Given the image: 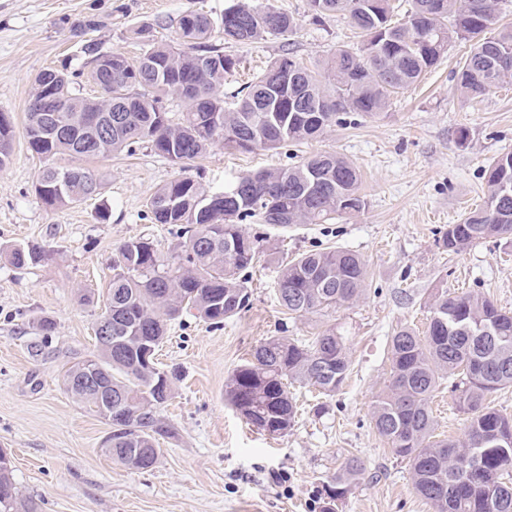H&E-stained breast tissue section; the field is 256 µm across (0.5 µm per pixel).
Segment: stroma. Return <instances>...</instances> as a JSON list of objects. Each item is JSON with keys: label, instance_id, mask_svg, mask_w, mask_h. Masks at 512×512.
Segmentation results:
<instances>
[{"label": "stroma", "instance_id": "35a3bbf8", "mask_svg": "<svg viewBox=\"0 0 512 512\" xmlns=\"http://www.w3.org/2000/svg\"><path fill=\"white\" fill-rule=\"evenodd\" d=\"M232 0H0V112L14 127L10 164L0 170V246L39 243L51 261L21 269L0 253V448L11 457L16 487L41 501L42 512H320L325 483L344 458L366 466L336 512H433L416 492L407 461L394 455L371 422L374 402L390 372V337L401 326L426 332V307L438 289L490 297L512 312V243L487 239L459 253L438 239L487 199L484 170L512 151V86L483 102L468 101L453 71L466 48L454 43L441 64L394 98L376 117L350 114L318 140L301 146L238 152L214 146L202 160L180 167L139 147L87 161L101 178L98 195L62 208L42 203L35 185L46 162L25 136L34 77L47 68H82V41L73 33L94 18L103 51L136 58L132 31L154 26L157 41L177 37L187 10L221 25ZM293 14L289 40L229 43L242 65L224 83L233 93L284 50L311 62L359 40L345 19L312 24L307 0H269ZM467 129V143L458 132ZM338 153L363 174L367 208L330 224L285 228L245 224L260 246L253 268L240 274L246 308L221 325L183 314L171 322L156 358L175 372L173 395L161 411L175 428L161 440L156 466L139 471L108 456L111 430L61 384L64 371L95 349L94 324L112 276L115 248L143 237L165 251L176 229L146 217V201L179 175L201 176L223 190L242 173L297 165L310 153ZM341 247L365 261L368 289L349 306L293 318L279 306L274 285L280 265L297 254ZM55 321L40 335L42 318ZM333 328L343 336L351 371L343 387L321 397L292 390L298 413L287 434L268 435L248 424L224 399V385L252 351L273 337L307 338ZM435 433L461 437L466 417L447 387L433 401Z\"/></svg>", "mask_w": 512, "mask_h": 512}]
</instances>
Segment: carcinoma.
<instances>
[{
  "label": "carcinoma",
  "instance_id": "cac0c4a2",
  "mask_svg": "<svg viewBox=\"0 0 512 512\" xmlns=\"http://www.w3.org/2000/svg\"><path fill=\"white\" fill-rule=\"evenodd\" d=\"M500 0H412L396 21L394 0H307L312 20L341 16L361 38L354 50L338 48L313 69L291 52L272 61L243 87L232 103L224 100V78L240 60L214 40L211 19L186 11L178 20L174 43L153 39V26L134 29L140 56L121 52L100 57L91 39L82 44L87 77L104 73L112 98L75 92L71 75L40 71L34 78L27 112L30 150L45 158L78 153L105 157L147 145L157 156L184 164L204 156L218 143L251 152L313 141L342 123L349 113L377 116L393 94L420 82L456 40L470 42L455 71L470 99L483 98L512 81V27L497 26ZM298 20L261 0H235L224 11L220 40L241 44L269 37L288 39ZM55 97L78 118L112 106V133L97 141L75 122L62 135L50 133L35 104ZM183 105L181 117L168 115L165 101ZM11 122L0 121V170L12 155ZM39 182L52 186L49 207H63L96 194L101 181L88 168L45 167ZM359 169L344 157L320 152L302 163L251 172L224 184L221 192L178 176L159 187L146 203L154 224L178 227L184 239L164 256L144 238L120 244L112 261L104 312H112V349L96 346L91 355L103 387L112 391V415L99 408L95 394L69 391L112 426L103 446L111 458L135 470L151 469L156 444L174 429L160 415L172 396L168 375L154 355H142L145 343L156 349L168 322L190 312L214 325L241 312L249 296L239 273L258 254L257 241L242 228L245 221L286 227L329 224L366 209ZM487 200L450 224L438 244L458 253L485 239L512 242V152L497 156L486 170ZM12 265H37L52 256L39 244L13 247ZM366 268L354 252L341 248L310 251L278 271L275 294L280 306L299 317L350 304L365 292ZM427 334L410 326L390 340V379L377 397L372 423L378 436L407 461L418 494L433 512H512V418L493 404V394L512 386V313L485 296L437 293L429 301ZM497 341L486 345L482 330ZM351 367L343 337L329 328L306 342L284 337L258 345L252 358L228 379L224 398L257 429L278 436L296 416L288 384L308 385L332 395ZM452 380L459 411L467 414L464 436L433 439L430 408L440 381ZM360 458H347L324 487L321 512H335L364 475ZM0 512H40V504L21 498L11 467L0 466Z\"/></svg>",
  "mask_w": 512,
  "mask_h": 512
}]
</instances>
